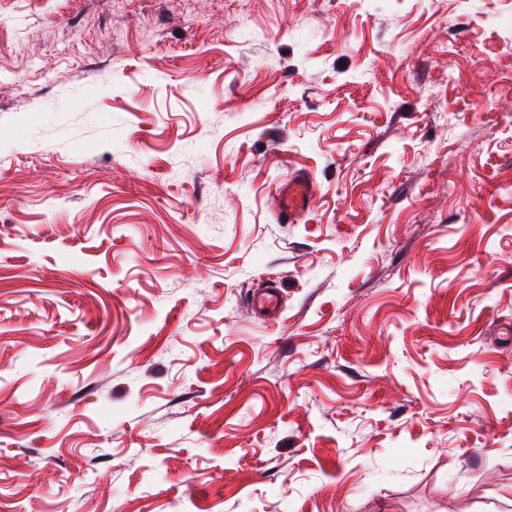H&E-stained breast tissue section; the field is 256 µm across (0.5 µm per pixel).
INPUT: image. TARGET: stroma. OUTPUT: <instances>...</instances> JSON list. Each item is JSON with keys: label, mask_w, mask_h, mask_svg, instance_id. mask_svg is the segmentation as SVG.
<instances>
[{"label": "stroma", "mask_w": 512, "mask_h": 512, "mask_svg": "<svg viewBox=\"0 0 512 512\" xmlns=\"http://www.w3.org/2000/svg\"><path fill=\"white\" fill-rule=\"evenodd\" d=\"M507 85L512 0H0V512H512ZM314 190L312 179L305 175L281 182L275 191L279 216L287 222H293L295 217L308 208ZM279 287L267 286L266 289L260 293L253 294L250 304L256 309L268 316L275 317L279 314L280 296Z\"/></svg>", "instance_id": "stroma-1"}]
</instances>
